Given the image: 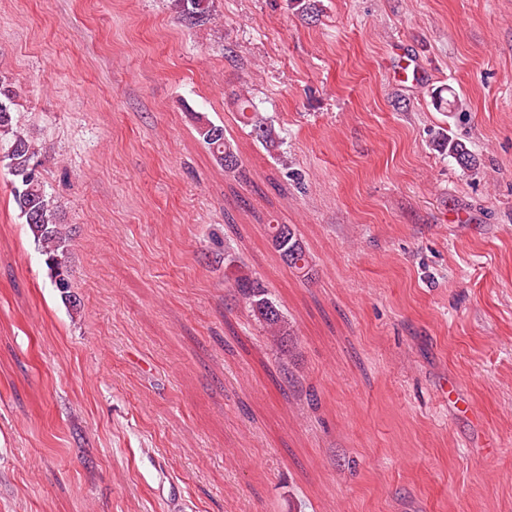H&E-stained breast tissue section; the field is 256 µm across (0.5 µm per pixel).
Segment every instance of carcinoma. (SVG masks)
Returning <instances> with one entry per match:
<instances>
[{
  "label": "carcinoma",
  "instance_id": "obj_1",
  "mask_svg": "<svg viewBox=\"0 0 512 512\" xmlns=\"http://www.w3.org/2000/svg\"><path fill=\"white\" fill-rule=\"evenodd\" d=\"M172 6L178 18L192 25L208 19L211 12V0H172ZM14 98L7 77L0 75V151L3 152L0 158L7 161V168L13 176V200L20 215L46 256L45 263L54 285H64L60 292L69 301L71 285L65 266L68 234L60 224L57 206L46 192L40 171L41 156L46 150L18 127L12 112ZM240 119L243 125L250 128L256 141L267 146L280 142V133L247 99L240 102ZM198 134L224 168L237 169L238 155L226 141L224 127L202 120ZM439 147L448 151V156L462 168L470 169L475 165V158L463 143L448 137L439 140ZM235 288L253 317L271 334L273 341L280 347L284 346L289 336L287 323L262 283L244 275L236 278Z\"/></svg>",
  "mask_w": 512,
  "mask_h": 512
}]
</instances>
